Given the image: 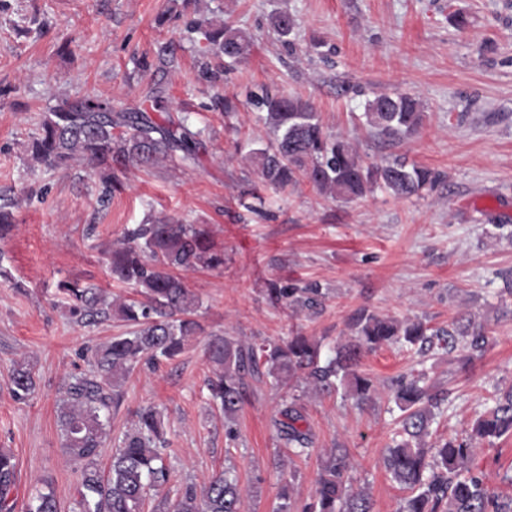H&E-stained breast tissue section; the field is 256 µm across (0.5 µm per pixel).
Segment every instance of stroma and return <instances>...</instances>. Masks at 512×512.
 I'll use <instances>...</instances> for the list:
<instances>
[{
	"label": "stroma",
	"mask_w": 512,
	"mask_h": 512,
	"mask_svg": "<svg viewBox=\"0 0 512 512\" xmlns=\"http://www.w3.org/2000/svg\"><path fill=\"white\" fill-rule=\"evenodd\" d=\"M216 20L249 32L248 58L230 65L224 90L238 111L212 107L216 91L202 81L197 45L186 29L191 11L182 0H0V189L10 191L15 227L0 242V448L16 470L14 495L26 503L52 486L60 512H72L78 478L62 453L57 410L62 387L88 372L86 349L124 332L119 320L91 327L66 314L60 282L103 288L139 299L114 281L108 252L124 228L154 216L207 225L224 252L220 270L186 273L199 297L203 331L176 360L136 369L107 425L106 448L117 445L136 413L156 408L169 446V483L151 493L145 512L176 496L182 484L206 482L232 470L242 490V512H276L282 489L297 505L312 498L326 451L347 448L352 487H368L374 512H396L403 496L383 465L400 415L390 394L357 406L345 391L309 396L307 422L316 435L310 456L289 459L272 420L289 389L271 380L253 384L233 425L227 426L206 382L214 372L205 348L210 333L248 343L295 334L320 343L322 356L349 334L351 314L364 308L382 317L419 318L444 327L468 312L491 330L484 354L461 366L459 352L427 360L431 378L450 390L436 420L442 436L469 429L485 399L512 386V304L496 293L512 271V239L496 223L512 225V0H201ZM470 16L456 29V9ZM294 14L299 37L323 39L327 60L288 52L269 18ZM172 21L158 27L156 19ZM169 45L173 66L161 76L142 71ZM168 90L171 112L191 113L203 131L201 163L128 168L124 191L98 201V176L81 166L47 170L32 165L26 146L59 99L91 93L112 98L115 109L140 107L154 81ZM362 95H341L340 82ZM314 102L324 126L372 160L405 156L440 172L427 198L375 191L342 203L303 182L283 193L261 186L251 149L271 134L261 111L248 106L261 86ZM402 90L420 95L427 112L421 132L399 144L370 139L354 127L366 95ZM258 188L262 213L238 203ZM315 282L327 288L323 311L293 312L272 287ZM28 360L36 389L28 401L12 393L15 362ZM414 352L384 347L367 354L361 371L379 385L415 365ZM491 488L507 490L512 436L495 440L475 459Z\"/></svg>",
	"instance_id": "stroma-1"
}]
</instances>
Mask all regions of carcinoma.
Segmentation results:
<instances>
[{"instance_id":"obj_1","label":"carcinoma","mask_w":512,"mask_h":512,"mask_svg":"<svg viewBox=\"0 0 512 512\" xmlns=\"http://www.w3.org/2000/svg\"><path fill=\"white\" fill-rule=\"evenodd\" d=\"M183 6L193 7L195 15L188 32L200 35L199 75L211 87L221 88L224 64L219 59L232 64L245 60L253 37L227 22L213 23L203 15L198 0H183ZM270 26L288 51H296L299 24L294 15L276 13ZM164 94L158 84L150 88V107L138 111H117L112 99L97 95L66 96L43 116L39 133L28 143L30 158L46 169L71 163L89 166L99 175L104 197L122 189L120 176L130 166L149 168L177 161L184 168L195 167L200 163L201 131L189 115L169 112ZM249 102L266 110L264 120L273 131V141L252 150V159L262 184L274 191L306 181L335 201L350 202L377 188L398 198H423L442 180L441 173L401 156L365 161L343 137L326 130L308 100L264 86L261 93L250 94ZM425 118L416 95L383 92L365 100L362 125L371 136L403 142L420 133ZM109 257L112 278L139 288L145 300L112 303L93 285H60L66 308L77 322L92 325L116 316L132 327L128 335L114 336L109 344L88 350L89 372L73 377L63 389L62 447L79 474L72 512H144L148 492L168 483L169 472L163 464L166 441L161 416L153 408L136 414L137 421L111 449L108 473L101 472L109 414L120 402V381L143 364L178 358L200 330L195 319L198 302L179 272L224 268V252L215 249L207 226L170 218L126 228ZM270 293L295 310L318 314L328 289L310 282L272 288ZM348 325L353 336L324 361L319 344L300 334L247 346L228 336L212 335L208 358L217 366L207 383L212 400L231 420L242 408L249 380L267 376L277 384L290 383L292 394L273 426L289 455L306 457L315 435L306 424L303 399L307 392L291 385L293 379L301 378L322 393L344 385L362 406L378 395L374 380L358 371L365 354L398 344L422 356L459 347L461 362L468 364L482 356L489 342L488 328L466 315L446 328L432 329L420 319L383 318L359 309ZM12 384L18 400L34 393L30 364H17ZM390 390L402 418L383 464L405 492L397 512H512V494L491 489L484 472L473 467L479 447L512 434V386L491 397L492 406L474 420L466 436L435 443L427 441L430 427L449 394L430 381L424 368L398 376ZM348 469L346 449H332L321 463L313 500L299 509L284 493L276 512H372L368 489L352 490ZM15 483L13 456L0 448V512H16ZM25 512H60L53 489L38 493ZM167 512H241L237 478L224 471L201 487L187 483Z\"/></svg>"}]
</instances>
